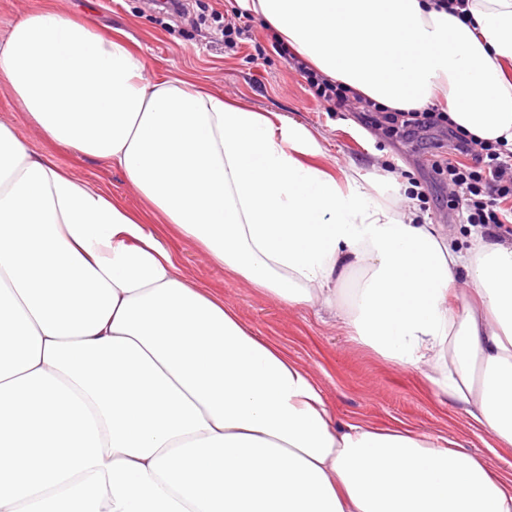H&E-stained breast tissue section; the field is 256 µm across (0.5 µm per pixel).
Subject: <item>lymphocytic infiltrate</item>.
I'll return each mask as SVG.
<instances>
[{
    "label": "lymphocytic infiltrate",
    "instance_id": "lymphocytic-infiltrate-1",
    "mask_svg": "<svg viewBox=\"0 0 512 512\" xmlns=\"http://www.w3.org/2000/svg\"><path fill=\"white\" fill-rule=\"evenodd\" d=\"M272 46L305 79L317 100L337 110L345 108L350 100L347 87L320 76L280 40H273ZM360 105L363 112L372 114L374 129L391 138L410 140L431 129L446 128L454 152L437 156L431 168L439 181L448 182L452 188L449 209L456 211L463 223L512 236V152L450 128L447 115L433 107L389 111L365 98Z\"/></svg>",
    "mask_w": 512,
    "mask_h": 512
}]
</instances>
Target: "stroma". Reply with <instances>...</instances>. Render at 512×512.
<instances>
[{"label": "stroma", "instance_id": "stroma-1", "mask_svg": "<svg viewBox=\"0 0 512 512\" xmlns=\"http://www.w3.org/2000/svg\"><path fill=\"white\" fill-rule=\"evenodd\" d=\"M58 2L105 32L126 33L154 77L188 76L245 107L275 112L308 127L319 136L322 164L335 173L358 172L367 185L377 181L385 163H394L402 182L426 189L424 223L448 228L457 247L467 248L472 236L481 233L480 225L461 223L449 210L448 189L436 181L431 169L432 154L452 146L447 130L433 129L424 141L408 143L371 133L356 113L327 111L304 79L273 50L260 21L252 23V42L233 51L225 49L224 19L238 12L236 0H192L189 13L182 17L161 12L154 0ZM0 122L12 126L32 151L51 155L75 178L108 190L131 210L144 209L122 172L46 141L2 88ZM166 244L182 277L221 293L247 324L312 371L337 420L357 418L379 426L397 419L418 433L463 443L484 457L493 472H512V447L489 452L484 435L471 430L463 409L437 397L420 371L395 366L353 341L326 307H288L225 272L193 242L170 237Z\"/></svg>", "mask_w": 512, "mask_h": 512}]
</instances>
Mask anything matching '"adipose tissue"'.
<instances>
[{"label": "adipose tissue", "instance_id": "ef3b65f1", "mask_svg": "<svg viewBox=\"0 0 512 512\" xmlns=\"http://www.w3.org/2000/svg\"><path fill=\"white\" fill-rule=\"evenodd\" d=\"M238 2L322 76L512 151V0ZM0 84L150 210L0 123V512H512V476L462 445L338 421L311 371L181 278L163 239L288 306L337 307L511 446L512 240L458 249L395 175L336 178L304 125L151 78L123 34L58 9L10 24ZM342 268L358 274L345 300Z\"/></svg>", "mask_w": 512, "mask_h": 512}]
</instances>
